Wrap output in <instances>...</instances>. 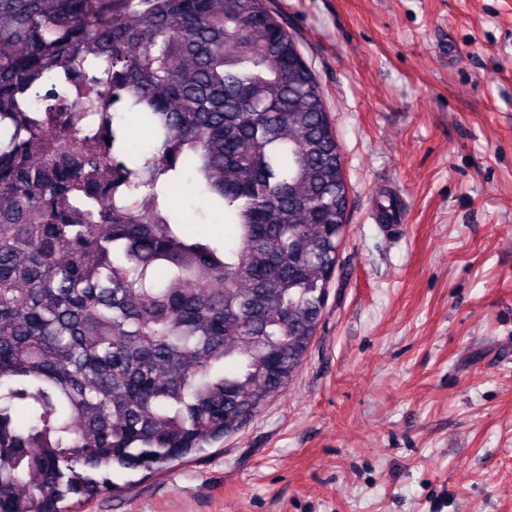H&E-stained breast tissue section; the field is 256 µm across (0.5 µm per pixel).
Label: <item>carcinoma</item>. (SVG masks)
I'll return each instance as SVG.
<instances>
[{"label":"carcinoma","instance_id":"cac0c4a2","mask_svg":"<svg viewBox=\"0 0 512 512\" xmlns=\"http://www.w3.org/2000/svg\"><path fill=\"white\" fill-rule=\"evenodd\" d=\"M188 170L220 244L169 206ZM347 208L270 0H0V512H73L245 427L315 338Z\"/></svg>","mask_w":512,"mask_h":512}]
</instances>
